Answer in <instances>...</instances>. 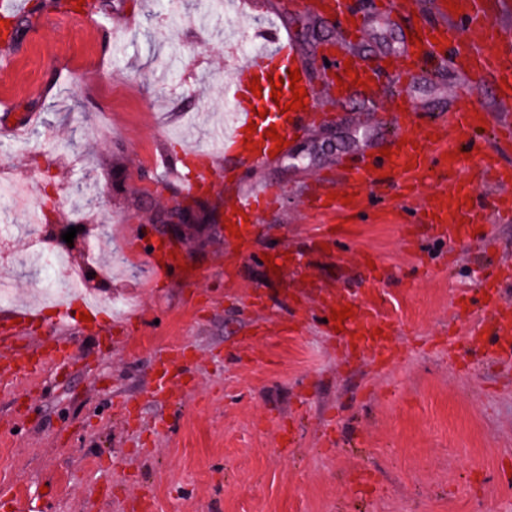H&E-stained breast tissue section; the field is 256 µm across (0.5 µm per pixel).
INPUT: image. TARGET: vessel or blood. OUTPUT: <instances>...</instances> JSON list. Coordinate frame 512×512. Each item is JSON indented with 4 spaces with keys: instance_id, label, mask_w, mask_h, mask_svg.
Masks as SVG:
<instances>
[{
    "instance_id": "obj_1",
    "label": "vessel or blood",
    "mask_w": 512,
    "mask_h": 512,
    "mask_svg": "<svg viewBox=\"0 0 512 512\" xmlns=\"http://www.w3.org/2000/svg\"><path fill=\"white\" fill-rule=\"evenodd\" d=\"M316 7L324 18L334 19L339 37L325 53L329 73L322 82L329 98L339 100L372 93L382 71H389L397 81H405L415 74L423 60L450 55L452 65L459 70L462 80L452 94V108L448 113L429 121H421L419 113L410 109L409 99L402 94L394 96L380 126V140L387 145L390 156L382 161L350 166L341 177V189L350 193V209H357L371 195H385L396 190L406 200L426 195L421 221L439 235L468 234L472 225L482 223L486 215L477 202L474 184L460 176L466 148L472 147L481 128H489L491 141L480 157L479 171L489 176L498 187L496 212L502 219L512 218V166H499L497 159L512 146V120L504 118L489 125L488 116L473 111L471 104L485 83L499 90L502 104L512 103V39L503 38L490 21L489 11L481 0H459L457 9H449L446 0H437L433 18L409 24L412 34L420 35L419 43L406 45L391 58L364 61L356 48L369 24L365 15H355L347 0H317ZM260 49L233 58L231 75L224 81V98L231 120L219 134V151L224 157V171L229 178L222 186L231 189V202L247 216L249 223H258L267 213L274 212L281 196L275 183L245 186L234 173L240 167L263 168L268 164V153L246 144L247 126L256 122L258 105L251 91V79H258L263 92H270L274 78H283V98L293 92L285 80L290 68L296 65L297 44L294 35L280 28L270 27L256 32ZM334 114L318 101L316 93H309L307 106L290 113L287 121L278 122L276 131L290 140L310 128L329 123ZM156 165L163 170L167 183L182 186L191 195L216 192L217 182L212 177L210 164L189 166L183 159L161 153ZM443 172L444 178L431 193H424V180L429 170ZM477 309L484 318L476 340L480 356L512 360V312L503 309L497 288L483 289ZM351 306L354 315L344 322L339 333L341 348L358 345L372 350L382 362H389L393 351L385 336L392 325L382 301L371 299L330 298L322 300L324 315ZM18 323L0 327V348L9 356L0 363V372L21 369L32 373L38 365L30 354L17 350L18 336L29 322L38 321V314L18 311Z\"/></svg>"
}]
</instances>
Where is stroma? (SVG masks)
<instances>
[{
	"mask_svg": "<svg viewBox=\"0 0 512 512\" xmlns=\"http://www.w3.org/2000/svg\"><path fill=\"white\" fill-rule=\"evenodd\" d=\"M94 25H58L50 11L32 19L17 46L8 91L12 117L0 124V160L26 184L43 216L0 201L10 244L0 258L18 305L41 310L28 333L42 366L0 379V512H512V365L449 364L417 347L456 332L468 350L474 321L454 316L459 290L478 296L497 265L512 262V222L490 217L495 248L478 239L439 238L419 224V200L369 198L349 215L328 201L307 202L315 177L351 154L379 153L373 126L380 104L351 100L333 124L291 140L245 182L279 183L282 208L264 217L261 253L291 250L306 272L274 280L260 257L233 258L231 234L182 252L181 271L160 277L137 251L155 236V216L185 201L181 186L157 188L160 151L187 163L212 154L224 124L218 72L238 53L239 26L273 18L293 33L309 83L319 86L322 53L337 28L285 0H257L246 22L237 0L210 13L183 0L169 17L157 0H107ZM402 46V27L374 18L357 48L363 57ZM456 70L423 66L403 93L428 116L448 110ZM346 225L351 247L323 249L321 235ZM80 228L70 264L89 273L99 298L73 360L55 363L57 315L38 292L52 278L33 258L58 230ZM374 256L387 272L380 294L406 358L375 371L368 354L341 362L317 304L327 291L362 298L373 290L356 263ZM281 335L250 345L273 324ZM175 346L185 373L180 398L154 397L156 354ZM292 426L289 450L279 424Z\"/></svg>",
	"mask_w": 512,
	"mask_h": 512,
	"instance_id": "stroma-1",
	"label": "stroma"
}]
</instances>
